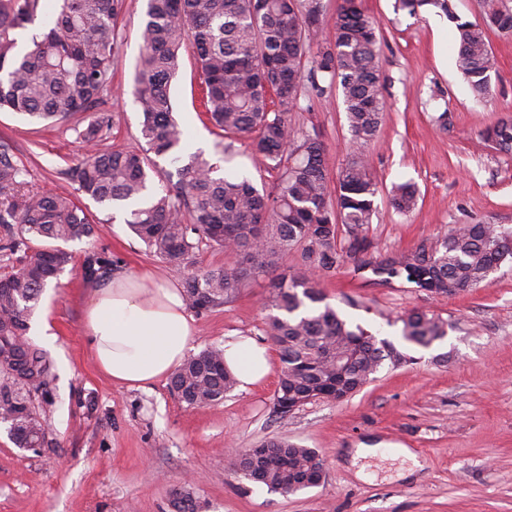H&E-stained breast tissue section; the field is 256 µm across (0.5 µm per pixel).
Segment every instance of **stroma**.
Segmentation results:
<instances>
[{"label": "stroma", "mask_w": 512, "mask_h": 512, "mask_svg": "<svg viewBox=\"0 0 512 512\" xmlns=\"http://www.w3.org/2000/svg\"><path fill=\"white\" fill-rule=\"evenodd\" d=\"M115 48L108 106L110 145L141 149L140 109L132 94L141 53L139 27L147 0H127ZM378 23L386 116L369 144L379 183L378 212L368 229L374 253L404 251L457 224L512 227V153L486 143L482 131L512 116V33L490 35L497 74L491 92L475 100L455 66V25L428 8L412 17L395 0H360ZM202 81L192 47L171 85L186 152L213 154L220 132L199 110ZM295 126L317 130L336 179L348 152L341 95L328 88L300 101ZM0 148L27 170L39 191L70 192L66 176L85 153L64 126L43 127L0 112ZM226 171L272 187L277 173L249 141L234 142ZM411 181L423 199L403 216L387 203L393 184ZM92 236L67 243L73 260L57 285L45 288L32 312L48 336L27 337L48 356L53 378L31 400L47 422L40 448H20L0 424V512H174L172 489L192 484L200 512H512V263L488 283L459 295H429L396 284L354 278L337 269L321 289L350 324L401 344L400 318L422 308L446 324L445 339L414 362L380 368L361 391L340 402L305 405L288 421L272 412L279 360L268 377L224 401L189 407L167 381L143 391L112 382L84 341L91 299L83 262L92 252L112 258L133 277L151 272L181 285L186 271L145 250L118 210H99ZM265 288L254 284L236 300L195 315L192 352L232 336L265 341ZM285 437L319 451L326 477L296 493L268 491L234 470L236 452ZM409 448L420 466L404 475L400 460L352 462L359 445Z\"/></svg>", "instance_id": "1"}]
</instances>
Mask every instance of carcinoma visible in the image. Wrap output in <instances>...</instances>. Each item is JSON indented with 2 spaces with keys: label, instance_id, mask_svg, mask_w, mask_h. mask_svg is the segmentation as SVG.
<instances>
[{
  "label": "carcinoma",
  "instance_id": "cac0c4a2",
  "mask_svg": "<svg viewBox=\"0 0 512 512\" xmlns=\"http://www.w3.org/2000/svg\"><path fill=\"white\" fill-rule=\"evenodd\" d=\"M428 6L455 24L456 66L475 99L485 98L496 72L489 33L512 31V8L504 0H485L482 21L473 22L454 12L452 0H396V8L411 16ZM45 7V0H0V111L51 124L95 113L86 125L72 127L90 147L68 171L77 185L74 194L30 188L26 169L0 152V224L20 227L19 237L0 247L17 255L16 266L0 275V370L12 379L0 386V421L17 447L46 442L44 418L12 389L21 374L36 390L47 388L51 377L46 354L27 338L29 316L42 291L72 261L61 244L108 223L82 204L83 196L105 207L144 201L130 210L126 224L153 255L188 269L183 296L198 313L233 301L253 281H266L263 304L277 310L264 332L279 352L273 413L281 421L294 414L289 403L308 397L334 401L330 393L338 388L352 395L384 362L393 368L406 364L414 359L411 352L447 334L444 321L422 309L399 318L400 347L350 326L324 303L320 287L345 262L366 282H399L429 295L478 288L512 263V228L496 224H457L407 251L372 253L367 230L380 189L366 147L384 121L385 102L377 23L358 0H342L328 37L321 0H147L135 86L144 154L106 145L113 120L100 108L112 89L114 41L126 0H54L42 31L19 50L14 34ZM187 38L203 76V111L230 139L211 157L184 152L170 96ZM325 82L341 93L350 133V159L334 186L319 133L292 124L300 97H322ZM481 137L512 152V117L499 119ZM240 138L251 140L277 171L271 190L220 174L224 151ZM159 158L171 169L159 168ZM153 173L164 174L168 186L150 194ZM420 197L415 184L403 182L392 187L389 204L408 215ZM202 244L224 252L229 262L197 265ZM294 254L298 259L290 266ZM109 266V259L91 253L84 278L92 280ZM235 384L220 347L191 356L169 379L171 392L189 407L220 403ZM260 447L271 457H287L288 467L264 461L263 476L256 479L243 460L255 452L249 448L235 468L271 492H295L298 476L324 465L316 449L286 438Z\"/></svg>",
  "mask_w": 512,
  "mask_h": 512
}]
</instances>
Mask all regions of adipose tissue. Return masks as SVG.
I'll use <instances>...</instances> for the list:
<instances>
[{"mask_svg": "<svg viewBox=\"0 0 512 512\" xmlns=\"http://www.w3.org/2000/svg\"><path fill=\"white\" fill-rule=\"evenodd\" d=\"M195 324L173 285L117 273L93 287L84 336L112 381L149 389L186 359ZM224 363L247 390L270 372V355L250 339L225 342Z\"/></svg>", "mask_w": 512, "mask_h": 512, "instance_id": "ef3b65f1", "label": "adipose tissue"}]
</instances>
